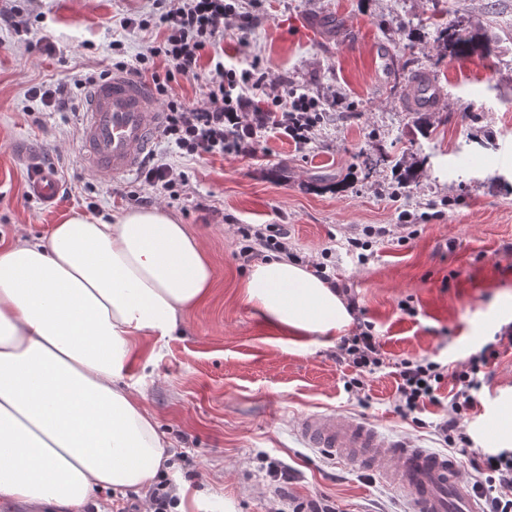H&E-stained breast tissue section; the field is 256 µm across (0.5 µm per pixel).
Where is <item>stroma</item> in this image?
<instances>
[{
	"label": "stroma",
	"instance_id": "1",
	"mask_svg": "<svg viewBox=\"0 0 512 512\" xmlns=\"http://www.w3.org/2000/svg\"><path fill=\"white\" fill-rule=\"evenodd\" d=\"M150 0H0V14L35 21L17 36L0 26V241L16 232L47 240L73 214L108 222L160 206L204 239L215 280L186 311L160 358L134 357L128 376L192 481L232 499L235 512H289L292 501L325 495L338 512H407L404 490L376 472L306 447L295 420L331 411L365 419L384 435L444 450L435 431L449 389L419 422L395 411L403 358L456 364L512 322V0H248V19H229L216 44L226 67L256 65L267 92L298 90L322 114L307 143L277 129L245 153L187 156L167 138L153 152L185 185L179 199L145 184L141 172L99 180L79 153L85 91L71 111L36 110L28 90L111 70V41L125 60L148 35L123 26ZM482 34L494 52L449 57L437 29ZM348 43H341L340 34ZM391 54L384 83L373 79L380 50ZM443 90L441 103L406 105L417 76ZM39 153L60 192L44 204L27 193L23 151ZM419 161L403 182L395 156ZM244 224H282L300 261L324 259L351 289L382 344L385 363L348 390L353 367L337 362L339 336H294L242 296L249 273L238 252ZM368 224H412L408 238H372L364 257L343 243ZM412 299L414 315L399 303ZM512 400V349L490 368L465 424L487 448L486 427ZM294 469L291 483L272 467Z\"/></svg>",
	"mask_w": 512,
	"mask_h": 512
}]
</instances>
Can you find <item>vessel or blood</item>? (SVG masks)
I'll return each instance as SVG.
<instances>
[{
	"label": "vessel or blood",
	"instance_id": "vessel-or-blood-1",
	"mask_svg": "<svg viewBox=\"0 0 512 512\" xmlns=\"http://www.w3.org/2000/svg\"><path fill=\"white\" fill-rule=\"evenodd\" d=\"M163 121L145 85L112 72L86 93L80 153L101 180L131 174L149 153ZM31 166L29 194L45 204L54 201L59 191L55 173L36 159ZM297 427L313 447L377 469L386 484L403 488L408 512H481L455 456L384 438L366 421L333 412L303 414Z\"/></svg>",
	"mask_w": 512,
	"mask_h": 512
}]
</instances>
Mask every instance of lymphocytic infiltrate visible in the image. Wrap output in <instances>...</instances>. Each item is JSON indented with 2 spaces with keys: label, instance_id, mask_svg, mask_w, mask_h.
Masks as SVG:
<instances>
[{
  "label": "lymphocytic infiltrate",
  "instance_id": "1",
  "mask_svg": "<svg viewBox=\"0 0 512 512\" xmlns=\"http://www.w3.org/2000/svg\"><path fill=\"white\" fill-rule=\"evenodd\" d=\"M243 5L244 0H180L179 6L171 8L166 0H153L152 11L130 21L131 26L153 33L155 40L134 60H119L115 66L149 80L165 103L164 134L186 155L239 152L245 148V139L271 127L304 141L318 122L319 105L307 94L266 97L262 77L252 70L228 68L221 57H207V49L224 35L225 20L240 15ZM204 68L209 71L207 107H191L172 95L171 84L176 78L197 76ZM244 112L251 113L250 123H241ZM240 234L244 244L239 257L243 262L267 250L288 251V231L283 225L245 224ZM341 295L356 329L352 335L341 337L336 360L354 367L356 375L348 385L359 389L383 363L381 344L350 290L342 289ZM511 347L512 324H508L460 369L451 371L428 359L403 358L395 364L400 379L396 411L405 419L421 412L425 404L438 402L442 384L451 382L448 416L438 424L437 432L470 471L485 512H512V448L477 447L461 423L478 401L488 366L499 358L501 350Z\"/></svg>",
  "mask_w": 512,
  "mask_h": 512
}]
</instances>
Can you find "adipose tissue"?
<instances>
[{
	"instance_id": "ef3b65f1",
	"label": "adipose tissue",
	"mask_w": 512,
	"mask_h": 512,
	"mask_svg": "<svg viewBox=\"0 0 512 512\" xmlns=\"http://www.w3.org/2000/svg\"><path fill=\"white\" fill-rule=\"evenodd\" d=\"M214 279L203 239L159 207L0 244V499L81 512L94 490L172 474L127 370L141 339L164 350ZM243 298L296 336L351 321L335 288L285 258L255 264Z\"/></svg>"
}]
</instances>
